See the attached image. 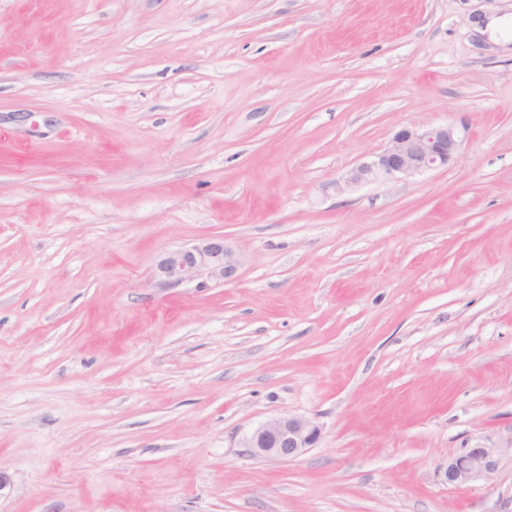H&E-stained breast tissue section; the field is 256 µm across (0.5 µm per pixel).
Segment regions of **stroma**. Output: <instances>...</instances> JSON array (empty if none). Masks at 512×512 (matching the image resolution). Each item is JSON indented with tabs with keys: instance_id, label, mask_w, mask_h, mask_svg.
Instances as JSON below:
<instances>
[{
	"instance_id": "1",
	"label": "stroma",
	"mask_w": 512,
	"mask_h": 512,
	"mask_svg": "<svg viewBox=\"0 0 512 512\" xmlns=\"http://www.w3.org/2000/svg\"><path fill=\"white\" fill-rule=\"evenodd\" d=\"M504 14L0 0V512H512ZM418 125L453 162L338 191ZM211 235L235 278L162 286ZM284 413L319 443L253 456ZM320 436L321 428L314 420L281 414L256 428L245 446L254 456L288 462L314 448ZM498 449L466 448L448 460L444 472L445 481L453 487H460L482 476H489L497 469Z\"/></svg>"
}]
</instances>
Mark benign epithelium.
Segmentation results:
<instances>
[{
  "label": "benign epithelium",
  "mask_w": 512,
  "mask_h": 512,
  "mask_svg": "<svg viewBox=\"0 0 512 512\" xmlns=\"http://www.w3.org/2000/svg\"><path fill=\"white\" fill-rule=\"evenodd\" d=\"M461 145L460 131L451 125L414 126L397 131L390 145L368 162L351 169L344 186L378 180H397L445 167ZM238 267L232 249L222 236L203 238L189 246L168 250L156 261V276L166 287L202 278L226 282ZM320 426L312 419L281 414L256 428L245 440V447L257 457L288 462L315 447ZM498 449L466 448L448 460L445 481L460 487L497 469Z\"/></svg>",
  "instance_id": "7a95c632"
}]
</instances>
